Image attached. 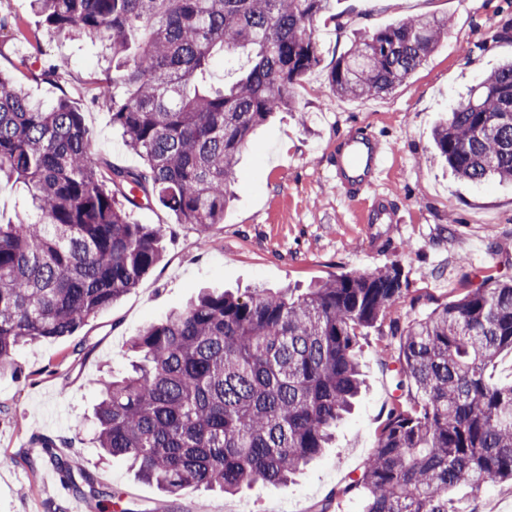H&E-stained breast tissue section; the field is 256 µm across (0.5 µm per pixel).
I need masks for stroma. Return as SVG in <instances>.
<instances>
[{"label": "stroma", "instance_id": "obj_1", "mask_svg": "<svg viewBox=\"0 0 512 512\" xmlns=\"http://www.w3.org/2000/svg\"><path fill=\"white\" fill-rule=\"evenodd\" d=\"M333 11L334 19L310 26L319 63L291 92L296 111L277 113L241 154L236 196L223 223L202 233L159 205L133 209L137 223L165 225L162 261L74 335L17 350L15 370L0 373V512H70L75 501L81 512H99L95 500L46 477L45 459L33 444L38 435L66 440L82 465L132 501L136 512H316L328 499L331 512H360L359 500L334 493L371 454L391 404L381 330L369 329L359 341L364 391L355 410L337 427L330 448L285 485L257 482L234 495L189 486L166 494L124 460H102L93 419L97 381L128 368L130 338L185 307L199 289L305 288L397 263L410 284L395 310L405 322L458 299L487 274L512 276V183L458 178L435 159L433 143L437 121L512 57L511 42L490 38L512 19V0H334ZM0 14L41 33L31 43L0 33V72L47 103L67 93L94 130L96 151L141 167L113 129L109 107L94 99L106 76L100 47L44 33L28 0H0ZM421 14L449 17L452 29L404 83L368 98L329 91L328 72L354 36ZM465 44L473 46L471 56L461 53ZM52 59L70 64L64 89L37 78ZM357 123L389 147L375 191L392 200L398 223H364V202L349 201L336 186L329 152ZM450 497L456 512H512L507 483H487L477 495L462 486Z\"/></svg>", "mask_w": 512, "mask_h": 512}]
</instances>
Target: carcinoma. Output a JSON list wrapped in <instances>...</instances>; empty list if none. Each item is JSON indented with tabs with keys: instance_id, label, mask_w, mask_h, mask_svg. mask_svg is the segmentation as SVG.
I'll list each match as a JSON object with an SVG mask.
<instances>
[{
	"instance_id": "carcinoma-1",
	"label": "carcinoma",
	"mask_w": 512,
	"mask_h": 512,
	"mask_svg": "<svg viewBox=\"0 0 512 512\" xmlns=\"http://www.w3.org/2000/svg\"><path fill=\"white\" fill-rule=\"evenodd\" d=\"M49 31L101 43L112 73L97 86L112 126L142 160L117 166L92 151L94 131L66 95L34 101L0 73V181L21 184L27 209L0 224V371L23 346L71 336L136 288L162 260L164 225L138 224L140 202L200 232L224 223L240 153L290 88L319 62L309 29L332 0H30ZM446 17L417 16L359 37L336 60L330 91L372 96L404 82L448 36ZM243 63L217 85L215 61ZM69 68L38 73L60 85ZM463 180L512 181V61L471 89L433 133ZM402 268L339 274L302 293L202 291L131 337L128 375L103 384L96 443L176 494L233 493L288 482L321 455L361 390L359 337L389 320L384 358L399 395L375 448L336 496L360 512H455L448 493L512 482V383L488 373L512 352V278L486 276L462 298L406 325ZM99 506L113 494L37 436Z\"/></svg>"
}]
</instances>
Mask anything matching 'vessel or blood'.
<instances>
[{"instance_id": "1", "label": "vessel or blood", "mask_w": 512, "mask_h": 512, "mask_svg": "<svg viewBox=\"0 0 512 512\" xmlns=\"http://www.w3.org/2000/svg\"><path fill=\"white\" fill-rule=\"evenodd\" d=\"M385 146L366 127L352 128L336 146V177L353 197L375 186L380 173Z\"/></svg>"}]
</instances>
